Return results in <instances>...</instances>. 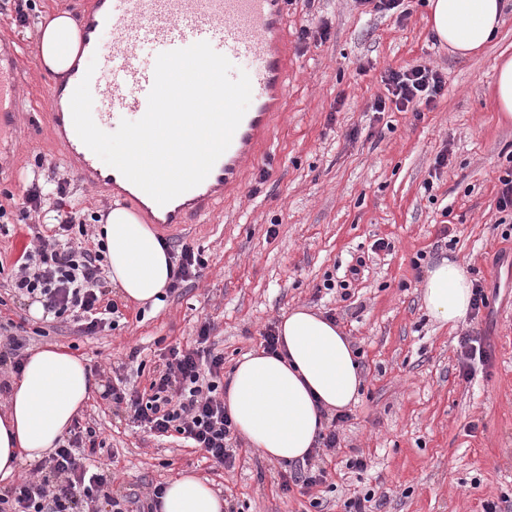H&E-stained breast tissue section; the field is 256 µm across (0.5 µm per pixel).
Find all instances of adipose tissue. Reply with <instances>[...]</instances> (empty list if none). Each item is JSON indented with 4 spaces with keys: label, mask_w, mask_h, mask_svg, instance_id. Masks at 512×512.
<instances>
[{
    "label": "adipose tissue",
    "mask_w": 512,
    "mask_h": 512,
    "mask_svg": "<svg viewBox=\"0 0 512 512\" xmlns=\"http://www.w3.org/2000/svg\"><path fill=\"white\" fill-rule=\"evenodd\" d=\"M430 29L453 53L469 57L498 32L503 0H430ZM81 32L66 13L40 26L37 54L54 75L71 71ZM110 279L125 301L159 309L171 281L172 261L151 228L124 208L100 225ZM472 281L448 259L429 268L422 283L427 314L456 325L468 316ZM287 353L245 355L224 386V406L236 430L271 461L304 459L323 431L324 412L353 405L362 384L357 355L342 328L324 315L298 308L278 326ZM96 383L84 358L61 348L32 351L0 414V480L13 479L22 462L57 447L90 399ZM225 502L202 478L184 473L164 487L157 512H224Z\"/></svg>",
    "instance_id": "ef3b65f1"
}]
</instances>
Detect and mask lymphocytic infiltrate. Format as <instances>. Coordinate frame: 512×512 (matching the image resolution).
Instances as JSON below:
<instances>
[{
	"instance_id": "lymphocytic-infiltrate-1",
	"label": "lymphocytic infiltrate",
	"mask_w": 512,
	"mask_h": 512,
	"mask_svg": "<svg viewBox=\"0 0 512 512\" xmlns=\"http://www.w3.org/2000/svg\"><path fill=\"white\" fill-rule=\"evenodd\" d=\"M383 82L386 95L376 97L374 112H419L442 96V74L424 63L403 70H388ZM102 255L90 247L88 231L79 212L61 214L51 237L40 240L35 250L23 251L11 288L16 296L40 298L45 313L57 319L84 322L87 332L105 328L115 314L114 304L103 303L105 278ZM209 326H201L199 348H170L157 368L149 393L107 385L105 401L125 409L153 433L182 435L206 459L233 467L228 444L232 421L224 410L220 375L223 354L202 352L209 339ZM96 455L104 448L95 430L79 428L66 444L33 469V478L22 479L9 495L0 496V512H130L125 496L114 493L115 476L110 470H86L77 449Z\"/></svg>"
}]
</instances>
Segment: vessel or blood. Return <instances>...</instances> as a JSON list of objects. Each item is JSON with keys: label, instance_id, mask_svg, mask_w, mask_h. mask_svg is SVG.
Listing matches in <instances>:
<instances>
[{"label": "vessel or blood", "instance_id": "b4317fda", "mask_svg": "<svg viewBox=\"0 0 512 512\" xmlns=\"http://www.w3.org/2000/svg\"><path fill=\"white\" fill-rule=\"evenodd\" d=\"M287 13L288 0H94L83 17L81 46L96 57L97 68L90 74L85 67L73 66L69 82L46 89L51 123L65 160L97 191L134 200L164 232L200 223L223 199L225 189L238 183L245 162L265 142L285 103ZM144 41L159 53L208 42L231 62L234 78L242 62L252 64L251 104L229 148L201 184L164 205L103 164L80 140L71 116L72 93L86 76L106 106L101 122L145 114L155 66L143 63L136 51ZM20 71L17 52L0 61V134L16 123Z\"/></svg>", "mask_w": 512, "mask_h": 512}]
</instances>
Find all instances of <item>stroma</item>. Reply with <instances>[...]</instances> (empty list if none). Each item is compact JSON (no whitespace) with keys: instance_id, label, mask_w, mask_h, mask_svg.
Segmentation results:
<instances>
[{"instance_id":"stroma-1","label":"stroma","mask_w":512,"mask_h":512,"mask_svg":"<svg viewBox=\"0 0 512 512\" xmlns=\"http://www.w3.org/2000/svg\"><path fill=\"white\" fill-rule=\"evenodd\" d=\"M505 3L497 37L460 58L432 34L426 0H409L405 16L376 12L368 0H292L286 106L266 149L203 223L167 238L174 250L201 248L206 268L154 311L107 287L119 316L87 334L77 321L32 317L31 300L13 298L7 285L31 244L30 225L53 223L57 186L86 224L111 210L55 144L44 93L53 76L36 57L42 19L67 12L82 20L88 0H35L23 24L14 0H0V41L16 46L22 69L17 128L0 142V206L10 214L0 229V324L22 327L27 348L84 357L99 389L119 379L148 388L162 355L194 346L205 324L232 373L261 349L267 327L298 307L333 316L363 366L341 446L325 459L326 481L287 493L278 485L284 463L241 435L231 440L233 468H213L182 439L155 438L98 390L78 420L114 452L115 490L145 504L156 485L191 471L234 512H347L348 499L369 491L383 498L381 512H484L488 503L512 512V214L496 208L498 178L512 166V122L500 121L492 101L495 65L512 56V0ZM319 19L327 38L300 46L299 28ZM421 61L446 81L435 107L371 112L385 73ZM444 152L449 163L437 167ZM34 185L41 209L22 214ZM443 258L465 264L489 297L488 308L454 326L435 323L422 301L425 271ZM359 259V278L346 281ZM328 278L336 288L324 289ZM466 335L482 337L492 357L465 378L458 355ZM358 458L365 470L351 468Z\"/></svg>"}]
</instances>
